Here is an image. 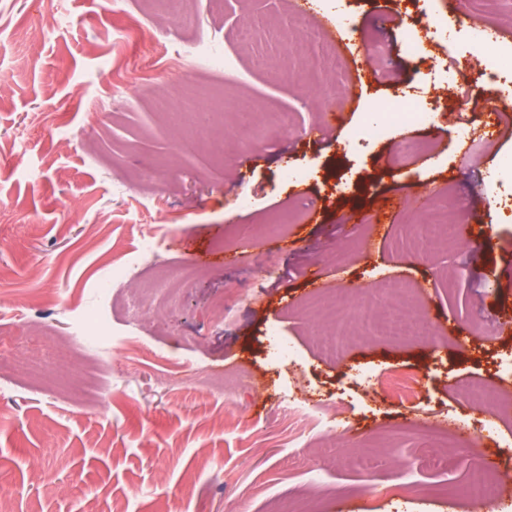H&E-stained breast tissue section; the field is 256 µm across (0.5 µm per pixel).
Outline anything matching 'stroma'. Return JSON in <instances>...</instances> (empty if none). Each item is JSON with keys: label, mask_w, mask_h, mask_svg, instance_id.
Instances as JSON below:
<instances>
[{"label": "stroma", "mask_w": 512, "mask_h": 512, "mask_svg": "<svg viewBox=\"0 0 512 512\" xmlns=\"http://www.w3.org/2000/svg\"><path fill=\"white\" fill-rule=\"evenodd\" d=\"M152 7L0 0V491L14 512H512V414L462 393L512 397V193L483 183L512 154V124L480 107L497 82L478 69L461 78L469 110L433 85L469 54L463 27L512 33V0L449 12L453 44L421 58L403 43L431 23L418 0H328L307 17L294 0H184L151 27ZM341 8L350 49L300 48ZM316 55L339 59L334 74L310 75ZM410 95L443 127L465 113L484 145L450 138L420 164L395 162L396 129L348 141L370 107ZM333 116L324 139L304 137ZM432 215L474 225L480 249L415 242ZM146 235L161 246L151 269L135 263ZM204 250L194 276L162 280ZM116 264L144 287L133 300L111 282L112 334L89 351L74 321ZM388 280L419 289L431 342L357 335L325 355L320 336L349 310L320 316L315 297L352 281L353 304L375 303ZM273 328L291 362L272 361ZM396 368L416 398L382 381ZM308 405L344 436L307 429ZM444 421L496 457L495 501L466 495L464 448H431Z\"/></svg>", "instance_id": "1"}]
</instances>
